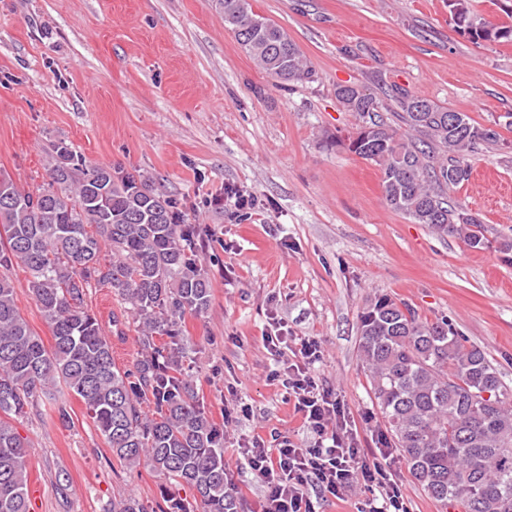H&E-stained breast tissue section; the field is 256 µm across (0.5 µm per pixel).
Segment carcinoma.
<instances>
[{"instance_id": "cac0c4a2", "label": "carcinoma", "mask_w": 512, "mask_h": 512, "mask_svg": "<svg viewBox=\"0 0 512 512\" xmlns=\"http://www.w3.org/2000/svg\"><path fill=\"white\" fill-rule=\"evenodd\" d=\"M224 26L278 82L314 72L288 31L252 10L250 0H220ZM450 18L474 42H512V25L469 29L483 18L470 0H448ZM359 118L348 149L375 163L387 206L471 249L487 244L484 225L449 203L445 189L468 180L466 155L496 145V129L392 85L408 131L388 124L380 101L359 84L336 86ZM51 181L71 188L20 189L0 173V512H30L29 442L18 431L42 394L64 389L80 399L112 455L145 465L169 487H189L194 502L171 495L166 512H242L227 490L224 430L193 385L196 349L185 315L212 300L198 252L201 229L152 186L87 168L65 146ZM29 273L28 288L52 331V348L30 329L6 271ZM93 286L112 289L131 316L138 352L117 366L112 343L89 310ZM359 349L384 426L409 477L442 506L460 512H512V389L486 353L446 320L422 319L388 295L359 316ZM112 512H149L140 499L112 500Z\"/></svg>"}]
</instances>
